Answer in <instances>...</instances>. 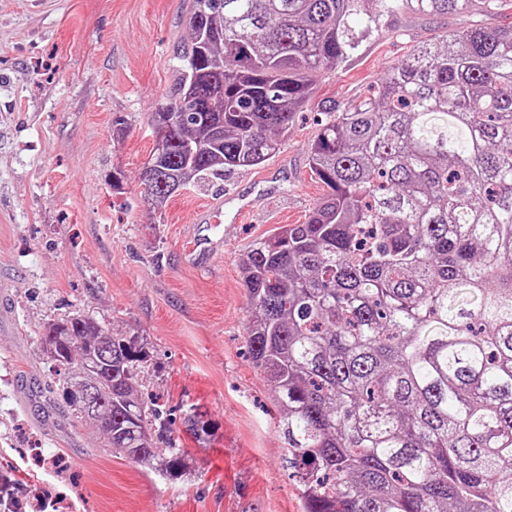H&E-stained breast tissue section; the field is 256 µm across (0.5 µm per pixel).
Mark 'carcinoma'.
<instances>
[{"label": "carcinoma", "mask_w": 512, "mask_h": 512, "mask_svg": "<svg viewBox=\"0 0 512 512\" xmlns=\"http://www.w3.org/2000/svg\"><path fill=\"white\" fill-rule=\"evenodd\" d=\"M424 15L508 0H193L156 125L151 201L260 165L397 3ZM193 88L196 98L185 99ZM309 148L327 195L240 262L252 363L272 383L304 512H512V24L418 43L374 93L328 108ZM51 358L107 447L161 475L187 451L135 390L143 348L90 318ZM0 468L8 512L30 493Z\"/></svg>", "instance_id": "1"}]
</instances>
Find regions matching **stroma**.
<instances>
[{"instance_id":"1","label":"stroma","mask_w":512,"mask_h":512,"mask_svg":"<svg viewBox=\"0 0 512 512\" xmlns=\"http://www.w3.org/2000/svg\"><path fill=\"white\" fill-rule=\"evenodd\" d=\"M188 5L0 0V456L69 512H304L271 386L245 353L240 259L277 228L304 223L324 197L308 162L324 104L369 94L418 42L512 22L477 6L441 18L398 11L352 59L315 75L275 156L155 208L139 176ZM218 196L221 212L208 213ZM205 235L221 249L191 259ZM74 311L144 345L135 386L188 450L178 476L112 453L51 393L43 328ZM194 410L210 423L200 440L185 425Z\"/></svg>"}]
</instances>
